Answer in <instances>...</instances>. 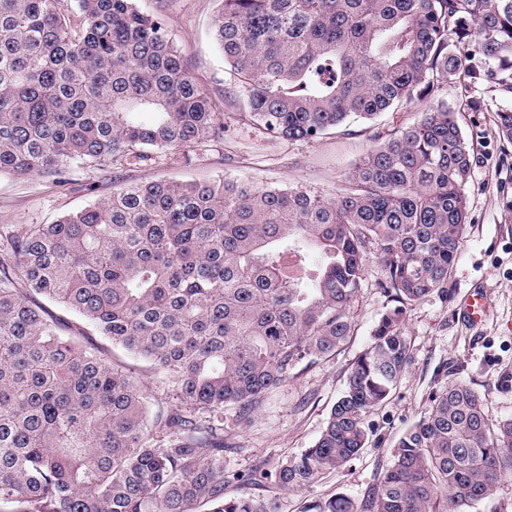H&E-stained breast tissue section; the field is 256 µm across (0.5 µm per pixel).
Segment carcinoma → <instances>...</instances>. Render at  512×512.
<instances>
[{
    "label": "carcinoma",
    "instance_id": "carcinoma-1",
    "mask_svg": "<svg viewBox=\"0 0 512 512\" xmlns=\"http://www.w3.org/2000/svg\"><path fill=\"white\" fill-rule=\"evenodd\" d=\"M219 2L214 39L244 117L288 140L463 76L512 85V0ZM224 121L136 0H0V175L64 187L74 166L184 150ZM496 128L512 142V110ZM472 166L438 102L333 198L116 178L53 224L0 229V512H278L274 498L224 499V407L249 419L300 363L347 341L373 252L394 306L314 445L245 483L298 491L353 459L410 359L407 311L448 294ZM117 349L161 376L167 413L151 415ZM511 476L512 418L453 383L399 436L363 505L335 495L303 512H473Z\"/></svg>",
    "mask_w": 512,
    "mask_h": 512
}]
</instances>
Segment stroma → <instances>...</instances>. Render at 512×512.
<instances>
[{
  "label": "stroma",
  "mask_w": 512,
  "mask_h": 512,
  "mask_svg": "<svg viewBox=\"0 0 512 512\" xmlns=\"http://www.w3.org/2000/svg\"><path fill=\"white\" fill-rule=\"evenodd\" d=\"M138 8L161 15L170 37L190 63L197 84L229 113L224 135L181 151H152L122 168L128 182H206L230 178L260 187H299L333 197L352 165L395 129L413 124L427 104L458 110V122L474 148L467 186L469 224L448 280L447 294H433L406 317L410 361L388 400L367 418L368 441L361 453L323 473L309 488L280 492L265 484L243 489L237 475L272 467L311 447L319 437L347 377L391 306L378 286L382 264L369 256L362 286L351 303L352 334L327 358L300 364L270 390L250 420L236 408L224 410V497L243 493L277 498L279 512H302L306 502L336 494L363 502L392 461L395 440L426 412L431 396L452 382L485 394L493 417H512V143L495 132V113L512 109V92L483 82L457 80L435 87L426 101L372 122H350L322 137L288 141L243 118V98L224 71V58L211 30L217 0H137ZM483 101L470 112L461 104ZM109 167H76L67 186L36 178L0 176V226L49 224L112 191ZM485 294L491 311L479 326L464 321L461 308Z\"/></svg>",
  "instance_id": "obj_1"
}]
</instances>
